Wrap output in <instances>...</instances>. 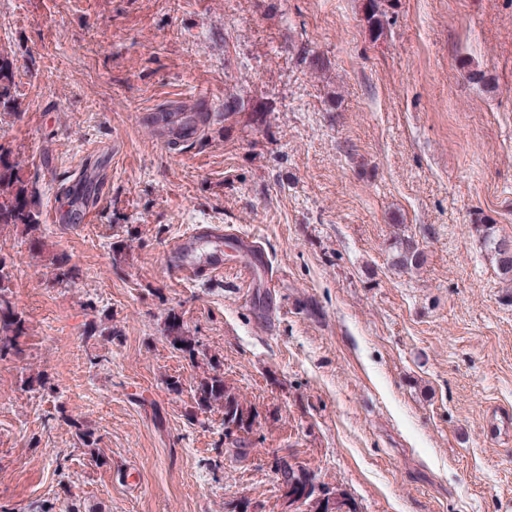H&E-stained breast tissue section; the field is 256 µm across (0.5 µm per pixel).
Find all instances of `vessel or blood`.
Here are the masks:
<instances>
[{
	"instance_id": "b4317fda",
	"label": "vessel or blood",
	"mask_w": 512,
	"mask_h": 512,
	"mask_svg": "<svg viewBox=\"0 0 512 512\" xmlns=\"http://www.w3.org/2000/svg\"><path fill=\"white\" fill-rule=\"evenodd\" d=\"M214 108V101L207 95H181L169 98L165 107L143 111L140 122L163 146L189 145L199 138ZM228 264L252 282L260 271L267 269L268 257L260 247L243 238L225 244L224 231L217 227L191 230L167 247L169 271L182 281L197 278L203 267L211 275H220Z\"/></svg>"
}]
</instances>
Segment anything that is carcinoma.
<instances>
[{
    "instance_id": "1",
    "label": "carcinoma",
    "mask_w": 512,
    "mask_h": 512,
    "mask_svg": "<svg viewBox=\"0 0 512 512\" xmlns=\"http://www.w3.org/2000/svg\"><path fill=\"white\" fill-rule=\"evenodd\" d=\"M385 17L382 0H366L365 19L375 41L384 34ZM10 226L21 228L31 247L42 246V213L36 207L33 190L24 179L19 164L11 157V151L0 144V231ZM484 242L492 253L499 275L512 282V251L503 250V241L488 234ZM421 258L422 252L416 245L410 241L401 243L402 266L417 265ZM46 276L53 285L65 288L79 280L81 271L67 255L58 254L47 265ZM10 278L6 258L0 254V357L22 356V338L27 335L26 319L18 310L8 286ZM166 331L172 346L178 347L190 361L197 360L201 353L199 342L184 334L183 323L176 314L168 315ZM194 400L202 413L216 404L224 409V424H234L242 432L241 436L228 441L229 448L225 452L234 458L244 454L246 435L251 433L257 413L244 405L233 387L224 380L223 374L215 372L202 378L194 388ZM278 475L286 488L300 495L307 494L309 500L317 494L314 477L306 467L296 469L282 460L278 465Z\"/></svg>"
}]
</instances>
